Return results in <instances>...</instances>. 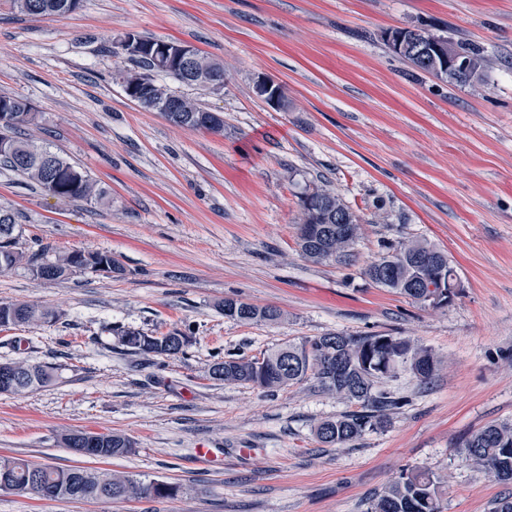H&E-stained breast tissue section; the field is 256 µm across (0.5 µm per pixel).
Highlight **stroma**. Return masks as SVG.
Listing matches in <instances>:
<instances>
[{"mask_svg": "<svg viewBox=\"0 0 512 512\" xmlns=\"http://www.w3.org/2000/svg\"><path fill=\"white\" fill-rule=\"evenodd\" d=\"M422 27L477 46L480 87L413 69L386 42ZM191 44L224 66V91L158 84L224 116L223 135L169 123L113 78L127 31ZM283 85L278 110L256 76ZM27 99L29 135L109 192L60 202L0 166V204L21 216L31 254L100 251L125 272L46 281L21 265L0 275V302L60 313L51 324L0 327V363L60 364L56 381L0 393V457L91 467L183 485L174 499L50 500L0 491V512H367L405 472L440 480L443 512H490L512 482L463 461L461 442L512 423V0H82L32 17L0 0V94ZM334 190L364 220L356 263L314 264L296 245L305 186ZM447 251L463 285L444 308L421 307L360 274L384 243ZM238 297L283 312L239 323ZM174 329L184 355L127 353L114 334ZM328 333H391L431 348L428 383L402 374L385 430L344 448L318 442V422L349 402L307 381L276 392L210 379L224 357H252ZM64 430L116 431L133 454L74 455ZM198 448L218 449L209 463Z\"/></svg>", "mask_w": 512, "mask_h": 512, "instance_id": "35a3bbf8", "label": "stroma"}]
</instances>
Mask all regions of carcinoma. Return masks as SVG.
<instances>
[{
    "label": "carcinoma",
    "mask_w": 512,
    "mask_h": 512,
    "mask_svg": "<svg viewBox=\"0 0 512 512\" xmlns=\"http://www.w3.org/2000/svg\"><path fill=\"white\" fill-rule=\"evenodd\" d=\"M13 8L36 17L63 16L79 8L80 0H11ZM452 47L472 59L467 71L450 69L443 80L477 86L482 81L485 66L479 48L469 43H454ZM0 110L11 112L15 118L0 123V139L8 141L7 153L0 162L21 172L43 191L62 202L74 200L102 201L107 192L89 175L67 160L63 166L47 157L36 159L50 149L16 131L31 124L25 119L33 110L19 96L0 99ZM303 258L312 263L335 262L352 266L353 253H336V225L323 224L316 242H298ZM386 252L363 268L365 281L376 288H386L421 305H427L426 289L420 287L422 267L416 262L419 254H429L437 264L449 266L448 253L421 241H407L385 246ZM22 263L32 267V273L42 280H57L72 272V253L55 256L49 263L34 262L12 246L0 252V274ZM14 312L11 326L48 324L57 320L58 312L28 302H0V312ZM224 316L240 322H276L282 313L272 305L259 306L228 297L222 303ZM124 350L146 357H174L185 352L192 337L180 332L183 341L165 344L152 335L125 328L116 332ZM438 360L432 350L415 344L404 336L370 334L347 336L328 334L305 337L297 342L284 343L251 358L228 357L213 362L209 377L227 384L251 385L268 392L312 380L322 391L346 400L357 409L319 422L315 435L319 442L343 448L368 432L387 427L392 410L401 400L385 388V383L407 372L421 381L429 380ZM14 377L0 376V393L22 394L45 387L57 378L58 367L35 364L24 359L10 362ZM107 440L87 448L83 457L110 460L126 457L135 451V442L128 436L109 431ZM465 460L482 466L501 481H512V425L490 423L467 437L463 444ZM0 490L33 492L46 499H99L127 501L142 498H175L185 488L172 482L145 481L129 475L100 472L92 468H61L33 464L25 459L0 457ZM370 512H442L436 477L427 470H411L387 488L372 502Z\"/></svg>",
    "instance_id": "1"
}]
</instances>
